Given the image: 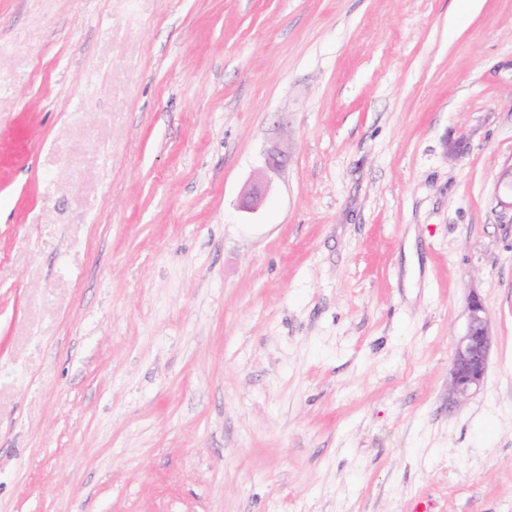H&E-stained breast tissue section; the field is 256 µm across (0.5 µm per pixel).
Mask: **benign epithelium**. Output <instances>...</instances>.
<instances>
[{
	"mask_svg": "<svg viewBox=\"0 0 512 512\" xmlns=\"http://www.w3.org/2000/svg\"><path fill=\"white\" fill-rule=\"evenodd\" d=\"M265 197L260 183L249 186L239 199V208L253 211ZM466 327L456 340L448 365V400L466 399L484 382L494 342L493 326L486 305L472 292L466 302Z\"/></svg>",
	"mask_w": 512,
	"mask_h": 512,
	"instance_id": "1",
	"label": "benign epithelium"
}]
</instances>
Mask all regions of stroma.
<instances>
[{
    "instance_id": "35a3bbf8",
    "label": "stroma",
    "mask_w": 512,
    "mask_h": 512,
    "mask_svg": "<svg viewBox=\"0 0 512 512\" xmlns=\"http://www.w3.org/2000/svg\"><path fill=\"white\" fill-rule=\"evenodd\" d=\"M511 162L512 0H0V512H512ZM466 327L456 340L448 365V401L466 399L484 382L494 342L493 326L483 300L470 293Z\"/></svg>"
}]
</instances>
